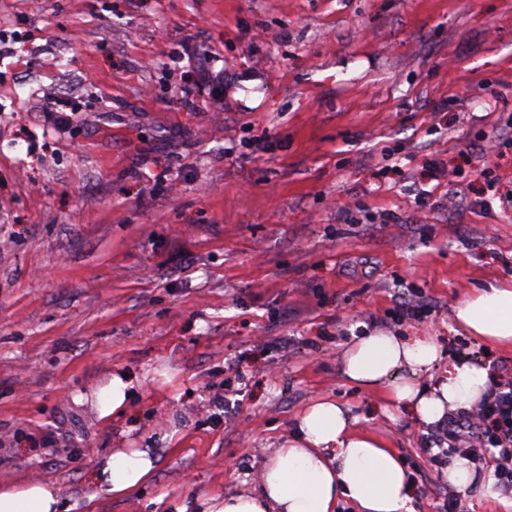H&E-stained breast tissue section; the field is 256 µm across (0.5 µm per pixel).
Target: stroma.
<instances>
[{
  "label": "stroma",
  "instance_id": "35a3bbf8",
  "mask_svg": "<svg viewBox=\"0 0 512 512\" xmlns=\"http://www.w3.org/2000/svg\"><path fill=\"white\" fill-rule=\"evenodd\" d=\"M3 29L0 483L196 512L326 395L439 512L440 424L381 412L340 353L429 334L512 383L454 317L512 283V0H0ZM205 68L221 89L183 96ZM124 448L156 467L115 498L94 474ZM131 385L125 377L116 375L112 378L111 390L102 399L101 416H108L125 405L127 389Z\"/></svg>",
  "mask_w": 512,
  "mask_h": 512
}]
</instances>
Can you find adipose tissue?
I'll list each match as a JSON object with an SVG mask.
<instances>
[{"label": "adipose tissue", "mask_w": 512, "mask_h": 512, "mask_svg": "<svg viewBox=\"0 0 512 512\" xmlns=\"http://www.w3.org/2000/svg\"><path fill=\"white\" fill-rule=\"evenodd\" d=\"M460 328L486 343L512 348V285L491 284L457 306ZM434 336L404 337L375 330L344 349L340 370L345 381L361 389L384 388L386 407L430 425L447 410L470 408L486 395L487 368L451 360L445 375L420 387L421 374L440 360ZM349 410L321 397L298 418V431L270 449L256 487L218 499L208 498L203 512H336L339 500L357 512H415L412 484L398 451L381 437L354 428ZM154 457L144 449L112 453L97 473L99 486L123 497L151 476ZM54 484L23 480L0 488V512H59Z\"/></svg>", "instance_id": "1"}]
</instances>
